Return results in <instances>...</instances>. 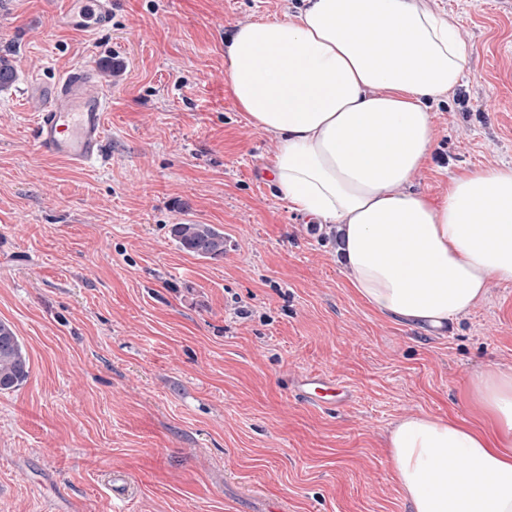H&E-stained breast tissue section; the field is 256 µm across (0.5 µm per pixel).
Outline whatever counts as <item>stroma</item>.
I'll use <instances>...</instances> for the list:
<instances>
[{
	"instance_id": "obj_1",
	"label": "stroma",
	"mask_w": 512,
	"mask_h": 512,
	"mask_svg": "<svg viewBox=\"0 0 512 512\" xmlns=\"http://www.w3.org/2000/svg\"><path fill=\"white\" fill-rule=\"evenodd\" d=\"M102 31L60 27L66 0H0V320L30 373L0 393V512H410L385 432L470 418V375L512 369V283L446 334L377 315L336 244L270 180L271 141L235 106L224 38L294 0H112ZM473 45L434 104L436 196L466 168L512 165V0H428ZM111 58L106 161L43 154L36 85ZM185 221L224 256L179 249ZM352 399L320 409L297 377ZM132 484L121 500L114 474ZM169 232L186 253L205 259L224 256V233L211 224H173ZM296 396L313 406L328 408L349 401L351 390L333 377L305 374L298 381Z\"/></svg>"
}]
</instances>
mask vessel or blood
<instances>
[{"label":"vessel or blood","mask_w":512,"mask_h":512,"mask_svg":"<svg viewBox=\"0 0 512 512\" xmlns=\"http://www.w3.org/2000/svg\"><path fill=\"white\" fill-rule=\"evenodd\" d=\"M112 21V0H67L60 22L69 29L103 28ZM96 66L84 65L60 76L47 91L48 104L35 120L39 150L55 158L83 165L103 155L108 95L97 82ZM296 395L312 405L328 408L349 401L347 385L332 377L302 375Z\"/></svg>","instance_id":"vessel-or-blood-1"}]
</instances>
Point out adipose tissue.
Listing matches in <instances>:
<instances>
[{"instance_id": "ef3b65f1", "label": "adipose tissue", "mask_w": 512, "mask_h": 512, "mask_svg": "<svg viewBox=\"0 0 512 512\" xmlns=\"http://www.w3.org/2000/svg\"><path fill=\"white\" fill-rule=\"evenodd\" d=\"M472 53L425 0H301L224 42L236 106L274 139L283 198L333 231L369 307L426 332L512 282V166L463 170L438 200L414 184L436 147L430 105ZM468 386L480 423L414 414L386 434L411 512H512V371Z\"/></svg>"}]
</instances>
